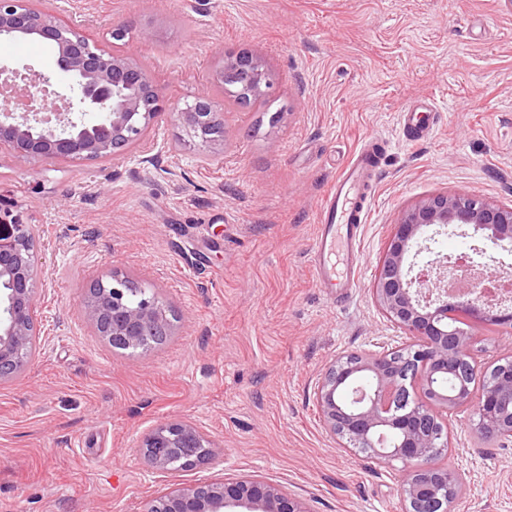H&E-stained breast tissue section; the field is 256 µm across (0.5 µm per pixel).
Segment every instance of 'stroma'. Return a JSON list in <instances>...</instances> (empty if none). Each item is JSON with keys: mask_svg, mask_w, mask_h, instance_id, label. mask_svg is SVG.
Instances as JSON below:
<instances>
[{"mask_svg": "<svg viewBox=\"0 0 512 512\" xmlns=\"http://www.w3.org/2000/svg\"><path fill=\"white\" fill-rule=\"evenodd\" d=\"M149 71L170 102L215 93L224 53L246 49L276 79L266 108L220 96L224 157L205 160L160 116L149 153L81 163L0 152V225L25 224L44 267L43 349L0 382V512H139L177 483L259 475L309 512H403V465L343 447L315 389L349 354L406 346L373 285L399 214L435 193L512 205V8L504 0H35ZM65 87L53 48L0 52ZM426 98L432 137L406 140L399 114ZM281 112L277 129L271 113ZM383 169L345 299L318 287L309 249L322 196L363 141ZM479 247L485 273L512 275V245L443 232L421 260ZM170 306L160 345L117 351L80 316L106 273ZM180 418L219 440L224 461L149 468L143 437ZM474 405L449 414L441 464L462 477L456 512H512V441L475 432Z\"/></svg>", "mask_w": 512, "mask_h": 512, "instance_id": "stroma-1", "label": "stroma"}]
</instances>
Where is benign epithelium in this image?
I'll return each mask as SVG.
<instances>
[{"mask_svg": "<svg viewBox=\"0 0 512 512\" xmlns=\"http://www.w3.org/2000/svg\"><path fill=\"white\" fill-rule=\"evenodd\" d=\"M32 35L52 44L57 65L72 79L71 95L27 67L0 66V77L25 82V102L0 93V150L32 160L86 161L116 158L145 144L148 130L166 114L181 123L212 161L224 145L221 104L201 95L166 107L144 66L89 41L79 28L34 6L33 0H0V38ZM232 75L249 93L270 95L274 82L262 60L247 52L223 56L216 83ZM88 112L96 121L84 120ZM471 226L493 245L512 242V206L469 194L438 193L404 210L387 241L373 294L385 316L412 343L382 353L336 359L320 378L316 402L330 433L351 448H366L381 461L404 464L405 512H448L460 475L437 462L448 450L445 417L476 402V431L491 440H512V358L502 372L483 379L474 356L473 329L493 322L512 330V308L481 282L471 280L450 296L441 282L461 265L431 259L406 265L430 228ZM34 235L25 224L0 225V381L24 371L37 355L42 327L34 318L36 283L42 270L33 259ZM81 314L108 342L139 348L171 335L168 305L156 293L137 290L110 272L89 288ZM480 384L473 396L471 382ZM349 389L345 404L338 394ZM142 448L148 465L165 471L175 461L191 467L206 456H224L221 446L188 420L153 428ZM140 512H308L279 484L259 476L192 486L176 485L147 499Z\"/></svg>", "mask_w": 512, "mask_h": 512, "instance_id": "obj_1", "label": "benign epithelium"}]
</instances>
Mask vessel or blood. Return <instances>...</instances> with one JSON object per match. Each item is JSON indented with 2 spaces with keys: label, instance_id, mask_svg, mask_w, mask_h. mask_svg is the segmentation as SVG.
<instances>
[{
  "label": "vessel or blood",
  "instance_id": "b4317fda",
  "mask_svg": "<svg viewBox=\"0 0 512 512\" xmlns=\"http://www.w3.org/2000/svg\"><path fill=\"white\" fill-rule=\"evenodd\" d=\"M436 116L433 102H414L401 115L405 136L421 141L431 136ZM381 171L379 138H370L345 164L326 191L310 245V267L323 288H350L351 269H338L336 259L352 256L361 227L373 205L372 187Z\"/></svg>",
  "mask_w": 512,
  "mask_h": 512
}]
</instances>
